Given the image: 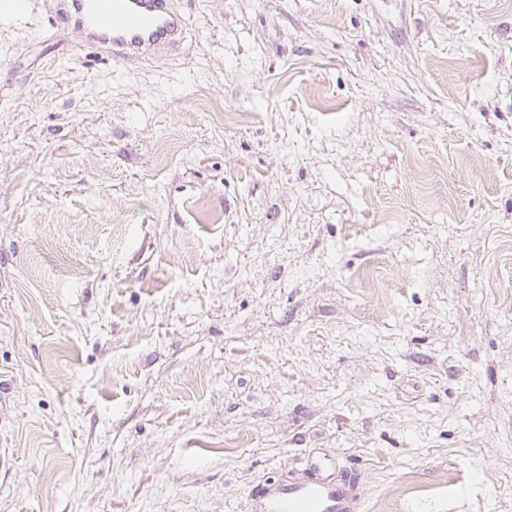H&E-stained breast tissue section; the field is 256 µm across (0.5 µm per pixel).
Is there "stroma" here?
Wrapping results in <instances>:
<instances>
[{
  "label": "stroma",
  "mask_w": 512,
  "mask_h": 512,
  "mask_svg": "<svg viewBox=\"0 0 512 512\" xmlns=\"http://www.w3.org/2000/svg\"><path fill=\"white\" fill-rule=\"evenodd\" d=\"M44 3L0 15V512H249L313 450L362 512H512V0H172L130 60Z\"/></svg>",
  "instance_id": "1"
}]
</instances>
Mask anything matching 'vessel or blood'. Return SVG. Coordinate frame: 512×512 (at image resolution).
Returning a JSON list of instances; mask_svg holds the SVG:
<instances>
[{
  "mask_svg": "<svg viewBox=\"0 0 512 512\" xmlns=\"http://www.w3.org/2000/svg\"><path fill=\"white\" fill-rule=\"evenodd\" d=\"M54 21L90 47L125 60L174 47L181 21L168 0H51ZM249 512H361L359 485L349 470L316 462L312 477L269 484L252 494Z\"/></svg>",
  "mask_w": 512,
  "mask_h": 512,
  "instance_id": "vessel-or-blood-1",
  "label": "vessel or blood"
}]
</instances>
